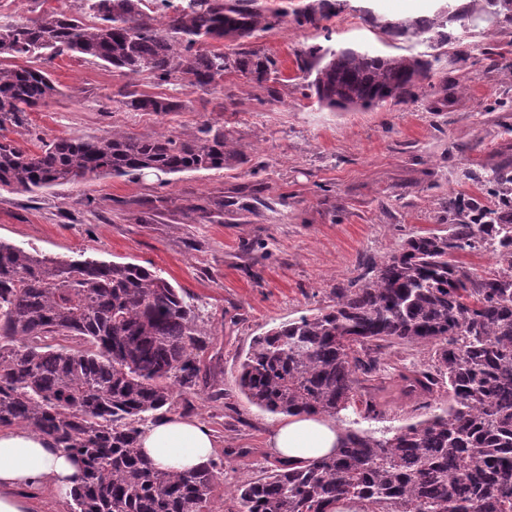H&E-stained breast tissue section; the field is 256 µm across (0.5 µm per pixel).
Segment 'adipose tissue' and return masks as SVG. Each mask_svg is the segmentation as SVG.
Listing matches in <instances>:
<instances>
[{"label": "adipose tissue", "mask_w": 512, "mask_h": 512, "mask_svg": "<svg viewBox=\"0 0 512 512\" xmlns=\"http://www.w3.org/2000/svg\"><path fill=\"white\" fill-rule=\"evenodd\" d=\"M337 444L335 423L312 415L288 418L273 429L268 441L271 452L283 460L323 458ZM139 446L159 469L192 472L211 460L216 443L205 423L169 415L143 429ZM79 466L75 455L56 448L47 437L23 427L0 429V512H33L31 495L38 490L68 498Z\"/></svg>", "instance_id": "ef3b65f1"}]
</instances>
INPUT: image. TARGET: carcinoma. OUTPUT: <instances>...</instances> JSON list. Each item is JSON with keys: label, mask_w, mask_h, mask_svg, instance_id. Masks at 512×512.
Returning a JSON list of instances; mask_svg holds the SVG:
<instances>
[{"label": "carcinoma", "mask_w": 512, "mask_h": 512, "mask_svg": "<svg viewBox=\"0 0 512 512\" xmlns=\"http://www.w3.org/2000/svg\"><path fill=\"white\" fill-rule=\"evenodd\" d=\"M94 19L55 11L0 26V189L30 193L96 177L162 183L183 173L245 163L224 126L193 134L112 133L56 138L32 152L2 135L59 88L43 70L14 63L64 54L94 59L130 82L112 94L125 112L165 117L185 103L135 89L159 84L214 92L239 72L271 99L277 61L243 48L283 18L319 28L333 0L266 9L259 0H81ZM446 0L434 16L381 22L386 35L448 44L446 29L488 22L498 3ZM211 40L230 51L208 50ZM438 56L311 45L297 69L319 106L368 110L414 99ZM486 201L448 200V224L407 238L336 289L332 302L252 339L236 384L249 403L273 414L340 420L341 411L383 414L379 393L394 379L421 400L422 418L381 433L340 428L336 453L280 462L237 486L239 512H331L341 500L363 512H512V172L484 177ZM491 253L498 268L477 274L459 260ZM205 329L183 290L151 268L93 258L59 259L0 241V427L24 426L80 457L71 512H212L217 464L178 474L138 448L153 413L175 391L197 386ZM426 346L432 365L390 363L392 349Z\"/></svg>", "instance_id": "carcinoma-1"}]
</instances>
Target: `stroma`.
<instances>
[{"label":"stroma","instance_id":"35a3bbf8","mask_svg":"<svg viewBox=\"0 0 512 512\" xmlns=\"http://www.w3.org/2000/svg\"><path fill=\"white\" fill-rule=\"evenodd\" d=\"M58 8L75 13L80 3L0 0V25ZM450 34L416 99L365 111L321 108L295 62L296 52L314 44L420 52L415 40L391 39L353 13L317 29L287 18L247 40V48L278 62L283 80L274 100L238 73L226 74L214 94L138 77L139 90L184 101L182 111L163 118L116 110L112 94L126 79L102 64L66 55L37 63L61 93L7 129L29 150L44 139L115 129L190 133L209 121L224 125L247 158L165 185L153 177H100L35 193L0 191V241L51 256L144 265L192 297L209 332L198 355L222 380L224 396L214 399L204 382L178 397L173 412L215 432L213 459L223 473L214 512H233L230 487L276 462L267 439L281 416L250 405L235 385L253 337L329 304L369 260L447 223L449 198L480 195V176L512 161V8H501L493 27L458 25ZM196 204L211 205L209 219L193 212ZM419 415L417 401L394 389L379 419L356 410L343 418L384 431ZM230 446L236 456H225Z\"/></svg>","mask_w":512,"mask_h":512}]
</instances>
